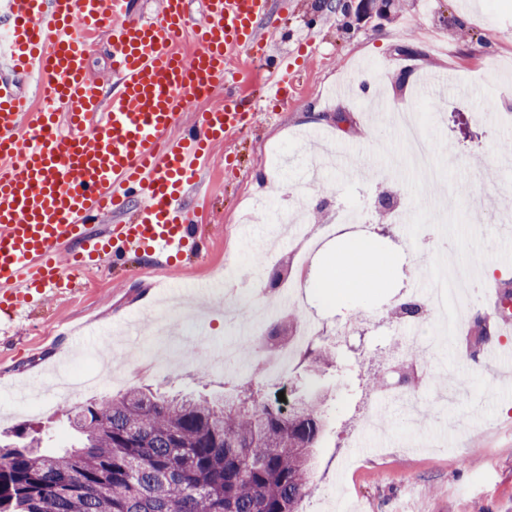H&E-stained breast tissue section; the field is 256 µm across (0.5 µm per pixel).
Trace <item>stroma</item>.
<instances>
[{"label":"stroma","mask_w":512,"mask_h":512,"mask_svg":"<svg viewBox=\"0 0 512 512\" xmlns=\"http://www.w3.org/2000/svg\"><path fill=\"white\" fill-rule=\"evenodd\" d=\"M348 2L344 13L336 0H276L263 22L274 35L266 57L237 64L241 93L256 101L254 118L217 148L202 186L212 198L196 228L208 243L204 256L168 271L145 269L137 256L105 267L0 338V435L30 424L50 435L52 447H70L63 406L138 385L213 397L256 382L274 395L268 341L240 329L261 320L268 332L296 336L308 323L336 364L318 373L299 364L289 370L291 398L325 397L316 480L300 512H512V366L488 367L475 341L480 318L490 339L499 337L483 307L485 269L506 270L500 285L512 291V218L504 212L512 207V0H407L386 14ZM406 44L419 55H403ZM285 51L297 68L288 101L261 100L262 83ZM352 73L370 97L412 107L438 179L413 172L397 125L365 111L368 97L344 94ZM425 73H450L455 82L412 98ZM340 112L346 124H337ZM343 149L352 158L348 171L326 168L330 191L320 193L309 169ZM280 182L301 202L306 221L339 205L363 212L364 223L347 230L372 234L395 256L390 282L343 306L327 303L315 283L336 246L331 238L306 264L296 314L277 309L275 286L291 269L292 241L249 202ZM403 195L415 207L407 223L395 224L385 202ZM433 257L465 264L470 274L462 282L458 338L439 345L427 364L432 398L411 421L396 405L369 407L365 380L388 371L397 344L390 313ZM352 320L357 333L337 341V326ZM62 358L71 375L97 371L111 375V385L33 411L28 389ZM348 451L354 462L345 469Z\"/></svg>","instance_id":"stroma-1"}]
</instances>
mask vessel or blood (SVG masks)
<instances>
[{
    "label": "vessel or blood",
    "mask_w": 512,
    "mask_h": 512,
    "mask_svg": "<svg viewBox=\"0 0 512 512\" xmlns=\"http://www.w3.org/2000/svg\"><path fill=\"white\" fill-rule=\"evenodd\" d=\"M274 0H0V309L12 317L135 253L174 264L202 251L192 195L224 143L250 121L233 63L262 52ZM112 82L88 71L100 36ZM31 73L34 104L16 80ZM227 99L192 113L200 98ZM191 126H184L187 114ZM131 212L126 224L105 217Z\"/></svg>",
    "instance_id": "vessel-or-blood-1"
}]
</instances>
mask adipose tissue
<instances>
[{
    "mask_svg": "<svg viewBox=\"0 0 512 512\" xmlns=\"http://www.w3.org/2000/svg\"><path fill=\"white\" fill-rule=\"evenodd\" d=\"M394 266L393 256L382 252L372 235L350 236L337 248L320 288L327 300L341 303L388 282Z\"/></svg>",
    "mask_w": 512,
    "mask_h": 512,
    "instance_id": "ef3b65f1",
    "label": "adipose tissue"
}]
</instances>
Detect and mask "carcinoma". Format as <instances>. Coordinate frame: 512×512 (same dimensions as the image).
<instances>
[{"label":"carcinoma","instance_id":"1","mask_svg":"<svg viewBox=\"0 0 512 512\" xmlns=\"http://www.w3.org/2000/svg\"><path fill=\"white\" fill-rule=\"evenodd\" d=\"M80 443H0V512H299L315 479L321 403L243 389L219 402L131 389L61 413Z\"/></svg>","mask_w":512,"mask_h":512}]
</instances>
